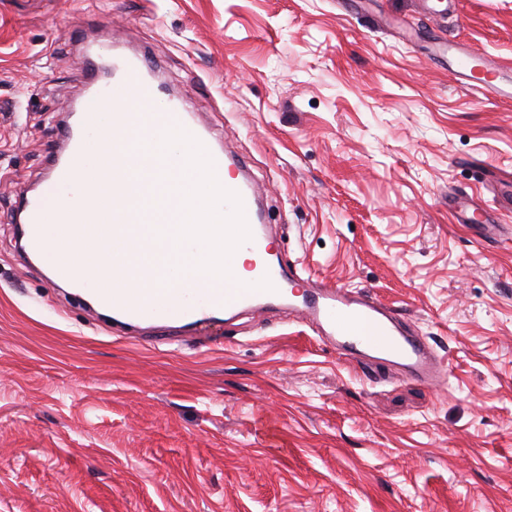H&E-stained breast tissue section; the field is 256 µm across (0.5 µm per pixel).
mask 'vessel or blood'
<instances>
[{"instance_id": "1", "label": "vessel or blood", "mask_w": 512, "mask_h": 512, "mask_svg": "<svg viewBox=\"0 0 512 512\" xmlns=\"http://www.w3.org/2000/svg\"><path fill=\"white\" fill-rule=\"evenodd\" d=\"M445 51L454 59L455 76L474 83L484 99H512V83L482 54L452 40ZM87 59L84 84L88 95L81 106L80 122L62 128L46 171L33 188L22 192L23 222L18 235L25 255L43 254L41 227L45 224L57 225L62 238L93 242L108 232L116 238L122 235L120 225L108 228L101 224V208H112L127 220H141L142 212L130 192L110 189L100 181H87L75 167L91 138L85 131L90 113L108 101L112 104L111 120L98 127L94 137L101 153H110L114 145L112 130H124L126 141L135 142L148 134L160 136L174 125L205 146L218 182L237 192L243 203L251 239L240 251L251 257L247 265L251 286L242 289L230 281H214L193 304L187 302L182 288H102L97 294L100 307L130 323L150 322L195 330L218 316L244 309L259 311L276 303L295 318L316 326L336 350L354 355L368 368L389 364L406 380L423 384L441 378V361L421 336L401 329L387 304L358 291L312 280L282 260L276 239L266 225L257 221L259 194L255 181L242 170L229 173L220 144L221 133L200 126L187 100L162 97L157 70L145 55L127 54L115 44L106 43L89 49ZM81 189L93 195L91 208L79 212L54 208V201L65 192ZM265 277L270 279L272 290L257 289V282Z\"/></svg>"}]
</instances>
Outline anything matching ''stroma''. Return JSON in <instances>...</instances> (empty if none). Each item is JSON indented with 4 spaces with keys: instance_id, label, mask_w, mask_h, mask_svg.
I'll return each instance as SVG.
<instances>
[{
    "instance_id": "35a3bbf8",
    "label": "stroma",
    "mask_w": 512,
    "mask_h": 512,
    "mask_svg": "<svg viewBox=\"0 0 512 512\" xmlns=\"http://www.w3.org/2000/svg\"><path fill=\"white\" fill-rule=\"evenodd\" d=\"M448 39L512 68V0H0V512H512V100L461 86ZM95 41L147 52L259 179L283 260L389 305L444 380L276 309L127 334L23 266L19 194Z\"/></svg>"
}]
</instances>
